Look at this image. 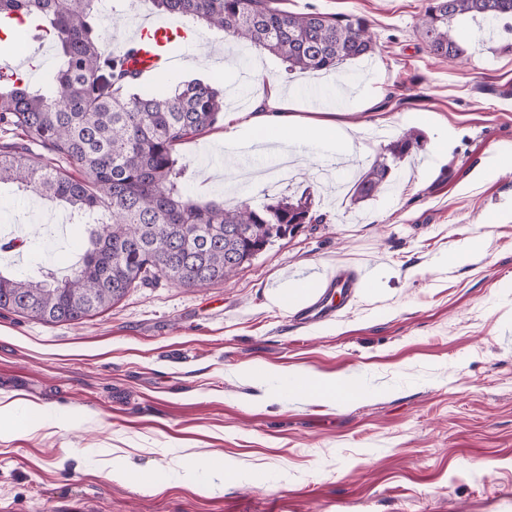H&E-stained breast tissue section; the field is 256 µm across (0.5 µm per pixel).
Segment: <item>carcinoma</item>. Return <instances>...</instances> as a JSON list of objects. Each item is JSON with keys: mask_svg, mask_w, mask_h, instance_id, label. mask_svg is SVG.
<instances>
[{"mask_svg": "<svg viewBox=\"0 0 512 512\" xmlns=\"http://www.w3.org/2000/svg\"><path fill=\"white\" fill-rule=\"evenodd\" d=\"M279 0H152L157 13L217 29L279 57L288 73H328L377 48L360 15L293 13ZM100 0H0V14L20 11L52 35L58 65L49 90L23 78L0 84V185L66 202L88 247L69 272L35 280L0 273V310L45 324L79 323L130 289L164 279L201 288L230 279L275 239L304 224H323L307 193L298 199L201 204L186 191L188 165L177 149L214 129L224 93L193 78L169 94L140 91L141 75L102 37ZM490 20L512 37V0H427L416 34L430 54L465 56L456 27ZM44 150L34 154L31 147ZM423 147L407 131L360 170L350 188L362 202L385 191L395 171Z\"/></svg>", "mask_w": 512, "mask_h": 512, "instance_id": "obj_1", "label": "carcinoma"}]
</instances>
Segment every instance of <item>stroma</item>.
Returning a JSON list of instances; mask_svg holds the SVG:
<instances>
[{
  "label": "stroma",
  "instance_id": "35a3bbf8",
  "mask_svg": "<svg viewBox=\"0 0 512 512\" xmlns=\"http://www.w3.org/2000/svg\"><path fill=\"white\" fill-rule=\"evenodd\" d=\"M282 6L364 16L377 50L334 72L289 75L280 59L205 28L171 83L219 78L226 105L243 110L264 94L251 80L259 67L304 117L314 96L347 89L359 144L300 146L297 176L271 189L237 179L223 124L178 155L200 201L307 191L326 223L276 240L228 281L135 288L79 324L0 310V402L13 424L0 433V512H512V164L470 182L512 143V49L469 22L464 63L430 55L415 33L425 0ZM103 7L116 48L156 14L151 0ZM376 129L414 130L423 149L391 191L330 196V179L379 152ZM63 211L0 188V228L25 225L40 243L18 266L78 259L83 226L57 245L42 232ZM463 246L469 262L443 265ZM349 267L376 279L335 299L323 321L297 323L275 298L284 281ZM298 368L346 378L362 396L291 395ZM215 454L223 469L207 464ZM126 456L138 477H111Z\"/></svg>",
  "mask_w": 512,
  "mask_h": 512
}]
</instances>
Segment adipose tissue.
<instances>
[{"label":"adipose tissue","instance_id":"obj_1","mask_svg":"<svg viewBox=\"0 0 512 512\" xmlns=\"http://www.w3.org/2000/svg\"><path fill=\"white\" fill-rule=\"evenodd\" d=\"M252 80L263 86L267 94L258 98L250 111L228 113L227 118L232 122L228 138L246 137L251 145L261 150L311 140L343 146L352 144L355 126L347 120L345 111L332 110L325 118L309 121L286 112L278 82L271 80L264 71L255 70ZM290 381L295 385V395L307 399H338L357 394L355 387L346 380L325 379L307 370L294 372Z\"/></svg>","mask_w":512,"mask_h":512}]
</instances>
